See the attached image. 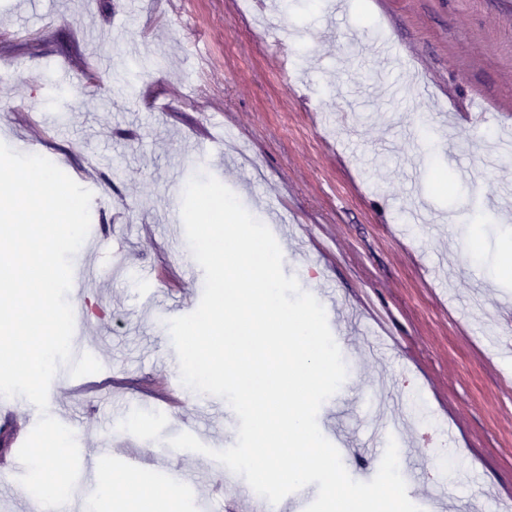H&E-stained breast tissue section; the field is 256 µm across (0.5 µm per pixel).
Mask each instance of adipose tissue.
Listing matches in <instances>:
<instances>
[{
    "label": "adipose tissue",
    "mask_w": 512,
    "mask_h": 512,
    "mask_svg": "<svg viewBox=\"0 0 512 512\" xmlns=\"http://www.w3.org/2000/svg\"><path fill=\"white\" fill-rule=\"evenodd\" d=\"M96 494L103 512H128L131 499L146 502L149 512H183L182 492L174 478L143 482L134 471L96 469Z\"/></svg>",
    "instance_id": "adipose-tissue-1"
}]
</instances>
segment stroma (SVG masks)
<instances>
[{"label":"stroma","instance_id":"stroma-1","mask_svg":"<svg viewBox=\"0 0 512 512\" xmlns=\"http://www.w3.org/2000/svg\"><path fill=\"white\" fill-rule=\"evenodd\" d=\"M16 2L0 0V142L42 137L72 178L97 168L107 248L75 254L91 272L68 301L102 369L48 392L81 458L111 442L113 466L175 476L187 512L224 508V465L168 444L237 436L170 373L167 322L204 274L167 213L208 174L262 223L288 217L284 273L332 312L347 368L317 423L349 475L373 466L389 407L421 512H512V0ZM143 266L156 282L131 279ZM374 330L392 355L369 353Z\"/></svg>","mask_w":512,"mask_h":512}]
</instances>
